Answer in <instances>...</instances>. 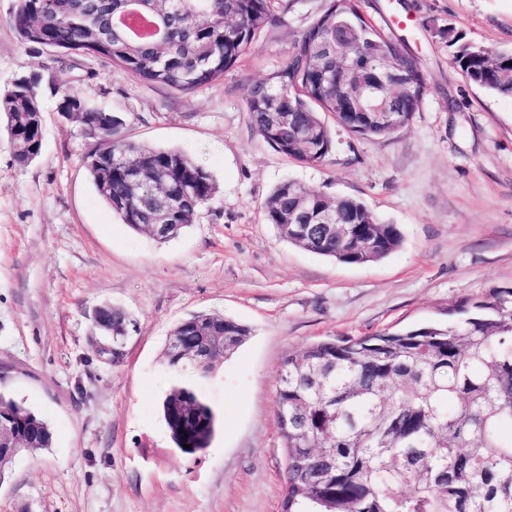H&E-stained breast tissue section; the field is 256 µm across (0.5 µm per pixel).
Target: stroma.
I'll use <instances>...</instances> for the list:
<instances>
[{"instance_id": "obj_1", "label": "stroma", "mask_w": 512, "mask_h": 512, "mask_svg": "<svg viewBox=\"0 0 512 512\" xmlns=\"http://www.w3.org/2000/svg\"><path fill=\"white\" fill-rule=\"evenodd\" d=\"M324 5L295 0L223 79L186 97L22 43L14 0H0V94L39 74L43 110L41 153L25 167L0 124V393L53 432L51 447L0 470V512H280L274 401L288 352L444 325L460 300L512 287V98L469 82L448 41L512 52V0H361L365 18L417 59L427 90L386 138L358 137L323 113L335 145L309 165L257 135L246 98ZM61 89L120 115L126 139L183 150L211 173L217 193L193 224L159 242L112 213L82 161L90 139L56 111ZM287 180L363 202L401 229V247L343 264L290 244L262 210ZM103 304L133 320L116 365L97 351ZM209 313L250 334L197 382L223 425L187 455L159 411L173 383L163 353L177 324Z\"/></svg>"}]
</instances>
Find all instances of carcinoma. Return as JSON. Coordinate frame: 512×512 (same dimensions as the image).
Listing matches in <instances>:
<instances>
[{
  "label": "carcinoma",
  "mask_w": 512,
  "mask_h": 512,
  "mask_svg": "<svg viewBox=\"0 0 512 512\" xmlns=\"http://www.w3.org/2000/svg\"><path fill=\"white\" fill-rule=\"evenodd\" d=\"M273 0H16L12 22L26 44L73 59L94 58L135 80L192 93L224 77L256 33L279 20ZM349 59L336 64V39ZM376 47L367 57L362 47ZM456 62L474 84L512 97V52L463 44ZM39 74L13 81L0 115L26 166L41 152ZM378 87L395 123L350 124L345 102L357 87ZM426 79L414 56L364 18L359 0L327 6L292 41L284 64L250 87L246 105L258 135L278 153L320 163L333 145L320 113L359 136L383 138L419 111ZM83 113L96 143L83 158L96 193L132 230L145 231L159 199L133 193L129 171L164 177L177 212L170 237L194 220L217 192L211 174L187 153L131 142L111 110L64 91L57 112ZM311 224L332 212L334 232L299 233L288 213ZM267 223L290 244L361 264L401 246L394 224H381L353 198H328L280 183L264 203ZM445 327L384 330L309 344L278 370L276 414L285 452L282 512H512V288L457 305ZM248 329L220 315L175 327L186 354L166 349L169 371L205 378L244 341ZM224 339V349L210 338ZM161 415L184 454L207 448L217 426L212 408L183 382L162 398ZM21 437L37 450L52 444L49 425L0 394Z\"/></svg>",
  "instance_id": "1"
}]
</instances>
